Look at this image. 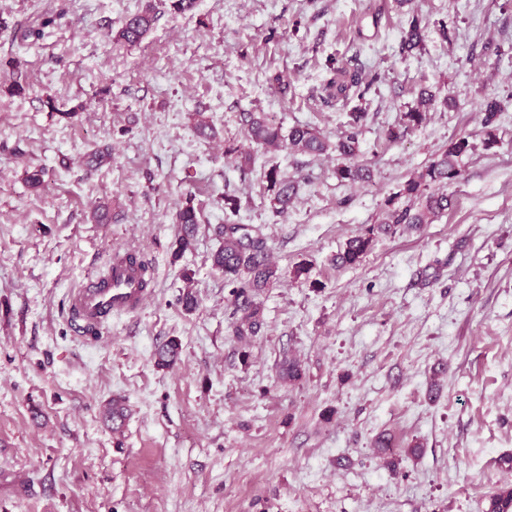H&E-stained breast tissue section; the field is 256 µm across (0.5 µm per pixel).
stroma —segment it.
Segmentation results:
<instances>
[{
    "label": "stroma",
    "instance_id": "1",
    "mask_svg": "<svg viewBox=\"0 0 512 512\" xmlns=\"http://www.w3.org/2000/svg\"><path fill=\"white\" fill-rule=\"evenodd\" d=\"M145 2L0 0V512H487L512 454V7L384 0L376 22L371 0H197L160 8L139 44L112 41ZM414 20L424 42L401 53ZM330 58L382 79L364 101L332 97ZM277 71L287 95L268 83ZM424 88L439 105L387 141ZM489 96L502 111L488 149ZM357 106L371 182H341L332 154L258 149L244 175L224 153L248 144L240 113L333 142ZM196 112L216 139L196 135ZM462 136L476 149L448 212L333 266ZM272 168L300 183L284 219ZM228 196L283 272L245 341L212 265ZM188 202L200 226L179 256ZM125 249L153 295L85 341L68 297ZM299 262L308 280L292 278ZM171 339L180 357L158 367ZM291 355L305 368L294 385L279 380ZM116 396L130 415L115 434L102 411ZM383 431L420 456L387 468Z\"/></svg>",
    "mask_w": 512,
    "mask_h": 512
}]
</instances>
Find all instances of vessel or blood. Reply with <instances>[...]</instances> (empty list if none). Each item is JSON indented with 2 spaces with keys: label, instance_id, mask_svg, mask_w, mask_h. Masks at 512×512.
I'll use <instances>...</instances> for the list:
<instances>
[{
  "label": "vessel or blood",
  "instance_id": "1",
  "mask_svg": "<svg viewBox=\"0 0 512 512\" xmlns=\"http://www.w3.org/2000/svg\"><path fill=\"white\" fill-rule=\"evenodd\" d=\"M147 265L129 261L127 252L116 253L106 273L87 279L69 296V313L82 336L107 325L113 316L142 307L151 291L143 285Z\"/></svg>",
  "mask_w": 512,
  "mask_h": 512
}]
</instances>
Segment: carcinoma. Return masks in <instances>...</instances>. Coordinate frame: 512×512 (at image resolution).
Returning <instances> with one entry per match:
<instances>
[{
	"instance_id": "obj_1",
	"label": "carcinoma",
	"mask_w": 512,
	"mask_h": 512,
	"mask_svg": "<svg viewBox=\"0 0 512 512\" xmlns=\"http://www.w3.org/2000/svg\"><path fill=\"white\" fill-rule=\"evenodd\" d=\"M155 21V5L147 0L144 8L128 17L115 35L119 42L137 44L142 41ZM424 42L423 28L419 22L411 23L401 39V52L409 53ZM329 69L341 78L339 90L352 94L358 100L365 99L372 88L379 83L378 72L368 74L358 68H347L335 59L328 60ZM436 103V95L424 88L420 91L418 105L403 115L407 128L418 127L426 119L430 108ZM499 101L487 98L482 104V124L486 129L487 145L494 144L493 128L499 112ZM367 113L356 108L347 113L344 131L330 146L316 131L308 126H295L288 135H283L279 127L270 125L260 112L239 113L240 124L246 129L251 144L261 148H277L287 144L294 152L307 155H320L336 152L337 178L355 185L372 180L373 173L368 167L354 162L360 147V135ZM474 150V145L466 137L451 142L417 174L405 181L399 192L388 199L384 217L376 224H366L355 236L349 238L343 249L336 253L333 262L340 267L359 265L372 250L381 235L394 236L398 233L418 231L429 224L434 217L448 210L451 198L444 188L457 182L461 176L463 157ZM269 184V205L273 215L284 217L293 208L299 191V182L290 180L271 169L266 174ZM240 205L234 198H224V224L219 226L223 238L222 246L214 253L213 266L224 273V282L230 288L233 335L239 339L256 336L263 325L260 296L273 287L282 277L279 268L272 262L267 240L260 229L248 224H240L237 216ZM180 226L175 255L188 249L195 237L199 224L193 205L181 207L175 218ZM180 343L170 340L156 350V363L160 367L172 365L178 357ZM304 370L299 360L286 358L281 362L279 376L284 382L295 383L303 378ZM125 408L119 399L112 400L106 409V418L112 423V430H118L125 421ZM380 458L393 470L398 468L402 456H415L419 446L396 447L393 438L387 433L378 434L373 442ZM489 512H512V482H505L490 494Z\"/></svg>"
}]
</instances>
